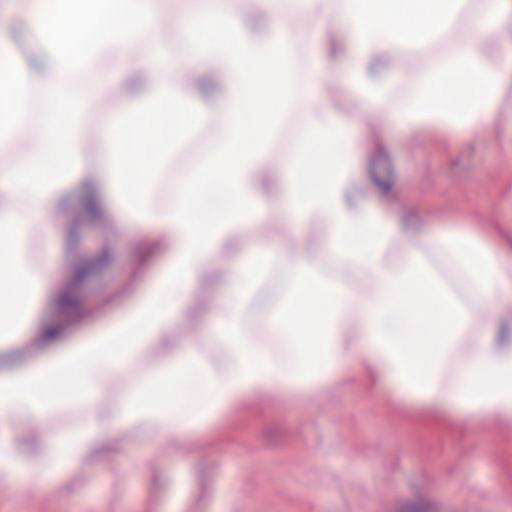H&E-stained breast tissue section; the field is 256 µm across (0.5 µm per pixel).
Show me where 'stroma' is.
Instances as JSON below:
<instances>
[{
	"mask_svg": "<svg viewBox=\"0 0 512 512\" xmlns=\"http://www.w3.org/2000/svg\"><path fill=\"white\" fill-rule=\"evenodd\" d=\"M280 23L294 37L297 97L281 108L267 165L284 167L305 135L308 113L326 106L356 113V135L366 145L359 155L362 196L420 218L421 259L471 309L468 334L452 354L461 360L486 325L512 315V300L502 295L487 304L473 296L433 240L443 231L512 228V128L498 122L445 128L426 119L409 131L388 115L403 111L447 64L466 27L395 48L400 78L380 107L352 98L342 77L347 61L332 55L322 57V90H312L304 39L312 20L294 8ZM71 213L76 222L66 251L85 261H64L51 278L77 306L48 304L40 311L41 320L65 328L81 318L104 320L131 278L149 285L162 265L161 256H147L138 236L82 217L80 198H73ZM288 224L282 196L262 203L259 239L295 252L300 241L289 237ZM168 362L150 350L135 354L123 376L101 383L102 401L148 385ZM88 413L82 400L59 395L34 434L75 431ZM0 512H512V422L455 407L437 410L389 381L369 383L353 367L335 386L255 397L193 434L127 438L52 488L0 479Z\"/></svg>",
	"mask_w": 512,
	"mask_h": 512,
	"instance_id": "obj_1",
	"label": "stroma"
}]
</instances>
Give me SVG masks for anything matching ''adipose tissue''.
Returning <instances> with one entry per match:
<instances>
[{
    "mask_svg": "<svg viewBox=\"0 0 512 512\" xmlns=\"http://www.w3.org/2000/svg\"><path fill=\"white\" fill-rule=\"evenodd\" d=\"M314 17L307 39L327 42V27L347 30L345 82L355 95L384 103L390 82L385 50L401 35L416 39L452 27L466 16L471 39L455 45L445 72L433 77L393 121L414 129L422 118L459 126L500 121L503 86L512 81V50L496 67L481 56L485 42L501 44L512 23V0H301ZM245 16L210 0L179 23L180 50L171 53L156 30L155 0H0V152H21L17 166L0 167V238L13 241L14 286L0 304V478L36 479L53 486L81 459L115 447V427L138 436L174 428L190 431L247 399L302 391L335 382L350 365L392 381L404 394L444 410L454 404L484 418L512 421V320L491 327L462 364L445 366L447 352L469 320L461 302L431 276L416 253H397L405 228L391 211L366 203L351 122L334 109L310 116L308 134L281 177L262 160V132L276 118L243 112L244 101L286 100L284 72L290 36L276 23L283 0H263ZM90 76L98 98L124 86L123 112L90 114L64 84ZM51 108L25 141L31 95ZM208 135L203 157L166 193L153 184L166 159L196 132ZM84 185L89 202L106 193L109 224L142 233L166 263L149 286L133 284L120 311L85 337L60 344L59 329L39 312L49 298L46 270L59 257L61 225L41 224L47 210L65 213L70 190ZM284 196L288 218L303 230V248L285 258L252 242L249 219L268 195ZM454 266L491 300L512 292V257L500 232L439 234ZM218 253L235 257L231 270L210 265ZM336 261L339 284L303 279L287 303L265 313L258 290L274 268L307 270L323 257ZM209 275L219 310L206 334L214 357L201 362L197 346L171 336L188 311L196 284ZM429 294L431 340L424 361L410 352L418 313L414 299ZM263 318L266 339L253 331ZM173 351L169 379L182 400L152 387L96 413L37 451L21 444L58 386L93 400L101 380L123 373L144 346Z\"/></svg>",
    "mask_w": 512,
    "mask_h": 512,
    "instance_id": "ef3b65f1",
    "label": "adipose tissue"
}]
</instances>
